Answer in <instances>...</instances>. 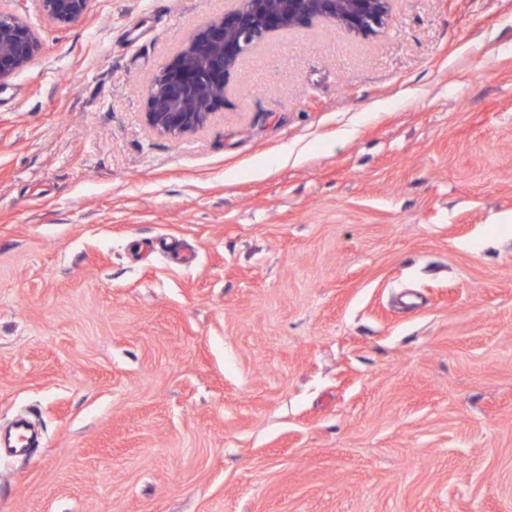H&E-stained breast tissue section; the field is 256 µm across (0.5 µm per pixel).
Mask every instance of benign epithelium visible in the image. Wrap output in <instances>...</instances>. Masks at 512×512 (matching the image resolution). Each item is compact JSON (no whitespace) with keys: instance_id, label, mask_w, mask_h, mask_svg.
<instances>
[{"instance_id":"7a95c632","label":"benign epithelium","mask_w":512,"mask_h":512,"mask_svg":"<svg viewBox=\"0 0 512 512\" xmlns=\"http://www.w3.org/2000/svg\"><path fill=\"white\" fill-rule=\"evenodd\" d=\"M35 2L47 19L66 25L86 14L90 0ZM388 15L389 0H231L224 15L194 32L143 90L145 121L160 135H192L224 107L230 78L271 34L324 21L370 36ZM38 51L34 32L18 12L0 8V85L25 69Z\"/></svg>"}]
</instances>
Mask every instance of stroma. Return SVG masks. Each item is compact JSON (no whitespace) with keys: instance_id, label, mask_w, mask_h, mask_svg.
I'll return each mask as SVG.
<instances>
[{"instance_id":"obj_1","label":"stroma","mask_w":512,"mask_h":512,"mask_svg":"<svg viewBox=\"0 0 512 512\" xmlns=\"http://www.w3.org/2000/svg\"><path fill=\"white\" fill-rule=\"evenodd\" d=\"M224 0H92L0 88V512H512V0L268 38L206 128L143 87ZM3 442L7 447L13 448L14 452L25 454L37 444L38 436L26 420L19 419L14 424L13 432L7 439L3 438Z\"/></svg>"}]
</instances>
